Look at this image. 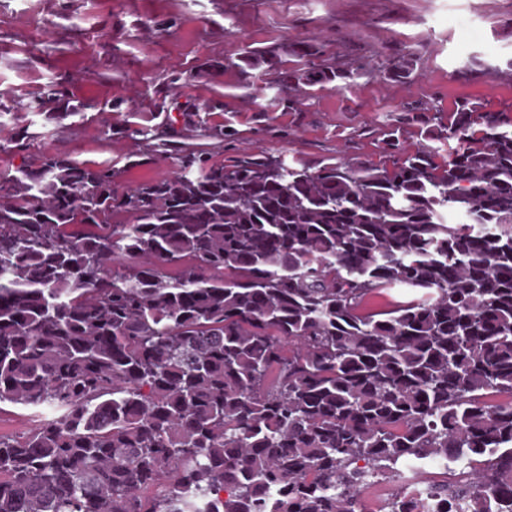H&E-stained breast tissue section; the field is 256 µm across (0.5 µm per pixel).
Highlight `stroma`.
Segmentation results:
<instances>
[{"instance_id":"obj_1","label":"stroma","mask_w":512,"mask_h":512,"mask_svg":"<svg viewBox=\"0 0 512 512\" xmlns=\"http://www.w3.org/2000/svg\"><path fill=\"white\" fill-rule=\"evenodd\" d=\"M312 38L351 65L413 53L414 76L302 89L287 104L272 77L246 88L227 67L246 47ZM511 58L512 0H0V103H33L49 81L64 78L80 100L111 106L109 139L92 120L63 127L31 111L25 121L43 135L36 150L112 163L122 188L176 169L174 159L123 135L132 113L160 126L191 102L210 122L231 126L228 156L375 162L382 125L398 121L407 104L512 105V75L489 71ZM164 86L165 99L157 93Z\"/></svg>"}]
</instances>
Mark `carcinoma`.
Wrapping results in <instances>:
<instances>
[{
    "label": "carcinoma",
    "instance_id": "1",
    "mask_svg": "<svg viewBox=\"0 0 512 512\" xmlns=\"http://www.w3.org/2000/svg\"><path fill=\"white\" fill-rule=\"evenodd\" d=\"M283 90L370 69L243 50ZM414 60L383 69L409 79ZM64 81L34 109L88 118ZM206 125L198 108L177 113ZM376 163L179 153L135 187L42 151L0 177V512H363L359 463L482 456L512 512V109L408 105ZM38 135L18 125L0 151ZM396 292L386 308L371 297ZM6 412L0 414V432L3 434H20L30 426V417L17 407H4Z\"/></svg>",
    "mask_w": 512,
    "mask_h": 512
}]
</instances>
